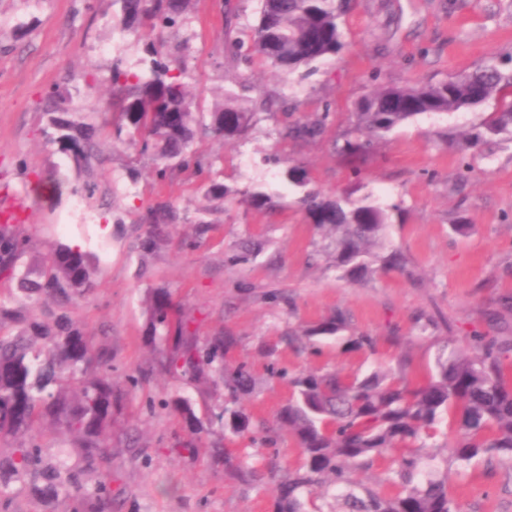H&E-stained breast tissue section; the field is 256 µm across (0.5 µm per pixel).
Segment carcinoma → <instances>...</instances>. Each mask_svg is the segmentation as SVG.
<instances>
[{
    "label": "carcinoma",
    "mask_w": 512,
    "mask_h": 512,
    "mask_svg": "<svg viewBox=\"0 0 512 512\" xmlns=\"http://www.w3.org/2000/svg\"><path fill=\"white\" fill-rule=\"evenodd\" d=\"M256 25L246 38L233 42L230 61L258 58L286 77L340 53L345 47V18L352 0H260ZM119 5L123 30L142 44L144 57L136 67L122 57L112 61L106 83L110 114L105 127L115 138L147 157L157 181L172 179L195 166L207 171L204 196L209 202L242 196L249 206H273L269 185L256 181L234 190L215 176L222 161L192 148L198 137L212 135L229 143L245 137L260 111L246 106L235 92L217 95L203 111L188 93L190 74L180 57L182 43L164 37L187 20L192 0H113ZM496 98L495 109L476 131L458 141L462 152L489 147L506 135L512 141V70L489 62L437 84L383 86L355 103L353 124L336 144V153L351 163L369 156L378 140L410 118L448 114L482 106ZM49 125L57 142L78 171L90 173L101 162L94 138L97 128L74 118L65 107L67 95L55 88L47 95ZM333 121L329 112L296 118L278 131L282 141H314ZM283 179L299 190V203L316 228L330 234L314 256H328L347 280L375 272V250L384 246L399 203H383L372 193L325 194L312 185L309 171L298 163L283 170ZM183 216L171 202L147 206L138 223L145 225L148 245L167 235ZM30 239L22 225L0 222V281L13 285L11 302L0 301V440L17 441L10 454H0V509L8 510L13 484L26 482L47 502L78 493L74 512H112V442L114 414L123 392L112 383V351L87 334L68 311L88 294L98 272L91 253L59 243L40 261L23 262ZM151 337L162 347V369L188 384H209L224 393V428L239 447L218 448L227 475L258 486L265 477L278 479L272 512H323L326 495L346 512H455L447 479L438 476L437 456L429 441L452 421L456 434L454 460L469 464L483 455L512 458V383L505 360L512 344L488 333L470 336L472 352H440L427 380L407 381L408 361L378 366L366 373L307 371L293 375L267 351L270 377L285 381L290 395L269 424L255 420L243 402L257 388L251 365H227L236 345L233 336L200 341L192 320L185 317L163 289L147 306ZM350 330L338 310L323 323L288 340L313 354L317 342L337 339ZM350 353H377V338L352 333L345 338ZM192 428L181 449L198 452L202 432L191 401L183 396L165 402ZM50 425L66 436L77 460L69 465L48 462L40 440ZM288 436L301 449L297 465L278 476L275 463L260 470L248 462L247 447L260 444L276 455ZM382 468V494L354 482V469Z\"/></svg>",
    "instance_id": "obj_1"
}]
</instances>
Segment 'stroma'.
I'll list each match as a JSON object with an SVG mask.
<instances>
[{"mask_svg": "<svg viewBox=\"0 0 512 512\" xmlns=\"http://www.w3.org/2000/svg\"><path fill=\"white\" fill-rule=\"evenodd\" d=\"M258 6V0H192L190 22L177 37L186 43L194 98L210 104L216 91L245 80L246 101L275 90L288 95L294 115L326 110L336 119L323 139L283 146L284 116L273 103L246 139L199 143L200 151L222 157L225 185L243 189L264 180L274 193L268 209L232 201L210 212L202 176L187 170L157 182L148 159L106 130L98 139L105 161L94 169L97 202L86 204L74 194L85 176L53 139L46 95L66 90L69 112L100 123L103 80L113 59L136 64L142 48L123 35L112 0H0V189L21 187L22 162L42 177L26 224L31 257L76 240L98 259L94 289L70 315L110 347L112 380L125 393L111 448L120 512H270L276 489L272 480L242 486L225 475L222 458L206 452H177L176 441L188 431L165 399H190L208 424L203 439L209 445L226 441L223 424L209 420L223 412L224 401L171 376L146 373L157 356L146 314L154 289L168 290L178 309L195 318L198 336L236 337L230 363L252 365L258 380L245 405L270 421L289 389L266 373L262 345H276L279 363L292 374L350 372L364 362L388 366L403 356L411 383L419 384L439 352L468 350L472 329L512 338V312L496 304L499 296H512V142L471 155L473 171L463 181L456 152L436 139L447 128L466 132L479 123L481 109L414 117L377 143L358 169L334 149L364 93L381 85L438 83L512 55V0H354L344 49L305 78L277 77L255 62L228 68V45L254 22ZM285 154L308 168L323 192L357 182L402 203L391 243L404 257L403 268L352 282L329 258L311 261L322 233L281 178ZM157 201L174 202L184 219L147 250L137 214ZM461 220L469 229L458 235L451 226ZM249 240L262 241V252L231 263L230 255ZM339 309L354 330L377 337L376 355L361 360L339 340L318 357L288 345V334ZM421 314L434 317L437 328L420 331L415 319ZM394 327L401 336L396 344L386 339ZM435 444L449 461L448 493L457 512H512V459L495 456L460 467L450 459L455 432L449 427Z\"/></svg>", "mask_w": 512, "mask_h": 512, "instance_id": "obj_1", "label": "stroma"}]
</instances>
